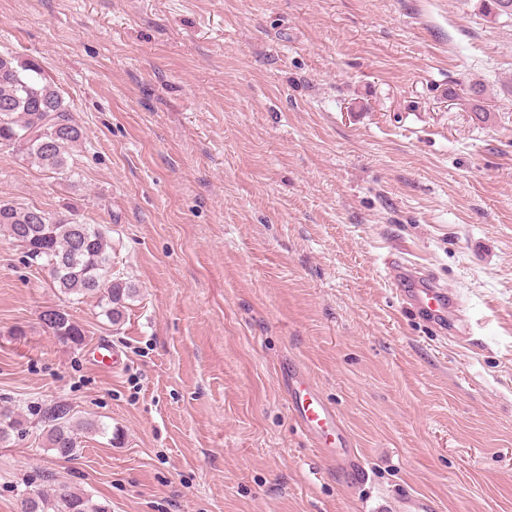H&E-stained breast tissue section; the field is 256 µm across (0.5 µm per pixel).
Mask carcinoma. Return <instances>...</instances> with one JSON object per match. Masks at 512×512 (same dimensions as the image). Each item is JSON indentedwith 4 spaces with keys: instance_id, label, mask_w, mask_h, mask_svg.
Listing matches in <instances>:
<instances>
[{
    "instance_id": "carcinoma-1",
    "label": "carcinoma",
    "mask_w": 512,
    "mask_h": 512,
    "mask_svg": "<svg viewBox=\"0 0 512 512\" xmlns=\"http://www.w3.org/2000/svg\"><path fill=\"white\" fill-rule=\"evenodd\" d=\"M483 7L494 17L512 18V0H483ZM83 137L73 105L43 77L40 67L0 53V147H11L58 178L69 180L73 177L72 152ZM0 228L20 243L30 265L49 268L60 292L76 297L97 295L112 325L124 321L127 301L136 290L112 272V249L100 226L56 217L35 206L0 201ZM50 329L64 343L80 346L85 340V329L66 312ZM41 422L47 428L48 447L65 458L80 448L78 431L100 429L94 423L75 421L71 408L59 403L43 408ZM20 424L16 411L1 409L0 441L8 439ZM22 507V512H107L104 505L65 484L27 493Z\"/></svg>"
}]
</instances>
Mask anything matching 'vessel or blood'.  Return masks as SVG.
<instances>
[{
    "instance_id": "vessel-or-blood-1",
    "label": "vessel or blood",
    "mask_w": 512,
    "mask_h": 512,
    "mask_svg": "<svg viewBox=\"0 0 512 512\" xmlns=\"http://www.w3.org/2000/svg\"><path fill=\"white\" fill-rule=\"evenodd\" d=\"M388 269L400 299L429 317L440 330H447L448 317L458 306L457 297L402 260L390 261ZM285 380L288 410L294 421L316 441L338 472L351 481L361 479L365 463L352 447L340 414L322 400L305 376L290 371Z\"/></svg>"
}]
</instances>
